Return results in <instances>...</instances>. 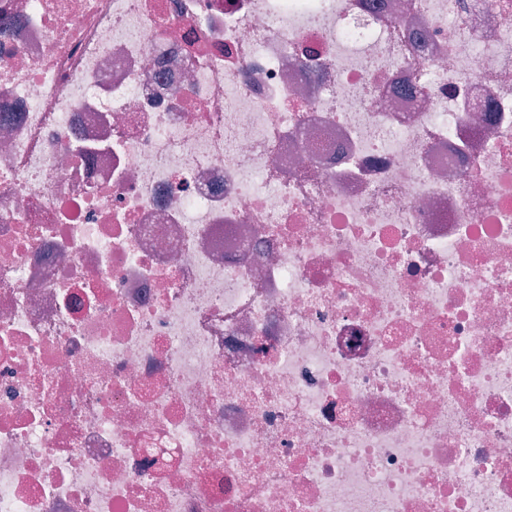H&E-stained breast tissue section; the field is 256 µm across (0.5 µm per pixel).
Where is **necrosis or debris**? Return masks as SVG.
Returning a JSON list of instances; mask_svg holds the SVG:
<instances>
[{"label": "necrosis or debris", "mask_w": 512, "mask_h": 512, "mask_svg": "<svg viewBox=\"0 0 512 512\" xmlns=\"http://www.w3.org/2000/svg\"><path fill=\"white\" fill-rule=\"evenodd\" d=\"M0 512H512V0H0Z\"/></svg>", "instance_id": "4bbe7bcc"}]
</instances>
